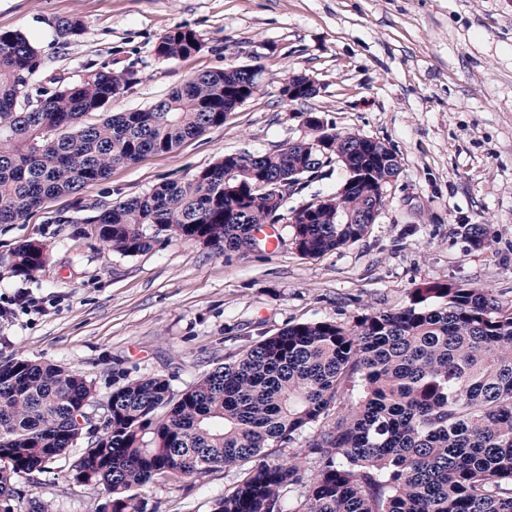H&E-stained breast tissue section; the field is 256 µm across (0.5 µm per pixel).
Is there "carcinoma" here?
I'll list each match as a JSON object with an SVG mask.
<instances>
[{
	"mask_svg": "<svg viewBox=\"0 0 512 512\" xmlns=\"http://www.w3.org/2000/svg\"><path fill=\"white\" fill-rule=\"evenodd\" d=\"M56 30L67 40L84 25L61 18ZM198 44L176 28L158 50L184 58ZM39 60L27 37L0 33V224L224 125L255 86L236 67L203 71L144 109L85 123L131 87L134 72L102 66L33 89ZM310 121L308 112L299 145L226 154L183 182L90 204L82 223L123 256L149 250L163 231L219 256L262 252L255 231L279 223L288 199L273 201L275 188L334 162L343 180L293 211L291 238L304 257L354 244L384 206L379 184L401 164L378 139ZM467 236L476 249L491 242L484 224ZM45 262V247L27 242L10 271L31 276ZM107 396L111 418L91 442L84 411L103 399L93 380L22 356L0 362V460L10 461L0 468V512H51L38 496L23 500L16 484L58 464L68 486L106 494L95 512H148L137 490L157 481L202 487L221 469L236 480L215 512H512V303L491 288L426 282L400 309L292 324L181 391L154 374ZM300 440L302 452L278 453Z\"/></svg>",
	"mask_w": 512,
	"mask_h": 512,
	"instance_id": "carcinoma-1",
	"label": "carcinoma"
}]
</instances>
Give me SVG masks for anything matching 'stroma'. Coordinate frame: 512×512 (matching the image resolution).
Returning <instances> with one entry per match:
<instances>
[{"instance_id": "stroma-1", "label": "stroma", "mask_w": 512, "mask_h": 512, "mask_svg": "<svg viewBox=\"0 0 512 512\" xmlns=\"http://www.w3.org/2000/svg\"><path fill=\"white\" fill-rule=\"evenodd\" d=\"M65 17L82 20L84 34L58 38L54 23ZM176 28L194 31L200 52L159 58V38ZM8 31L38 47L36 86L56 74L76 82L102 66L133 71L112 113L147 107L205 70L257 65L266 78L223 126L114 166L23 223L0 224V362L67 366L102 393L150 374L180 390L288 325L398 309L426 282L490 288L512 302V0H0V32ZM292 71L316 82L314 98L281 99L278 79ZM306 112L381 140L400 158L380 216L355 244L304 257L283 221L274 252L224 257L163 233L125 257L101 251L82 221V204L298 140ZM473 224L490 226L489 247L471 246ZM29 241L45 245V265L10 274L14 250ZM20 290L40 310L15 305ZM233 480L219 472L202 488L156 483L142 494L158 512H213ZM18 489L50 501L52 512H93L102 501L93 490L68 491L59 471Z\"/></svg>"}]
</instances>
